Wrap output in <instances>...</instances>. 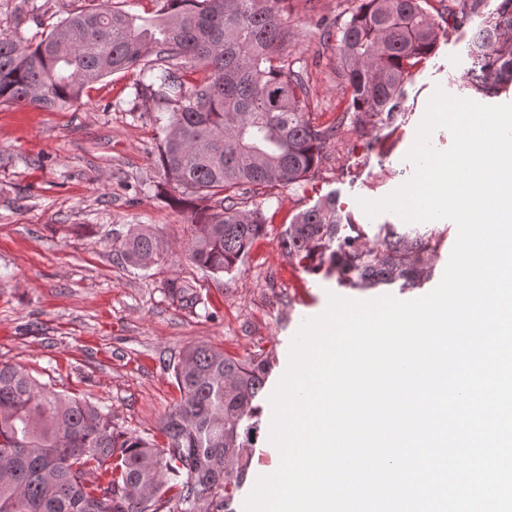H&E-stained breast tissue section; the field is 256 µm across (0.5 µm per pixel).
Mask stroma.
Returning a JSON list of instances; mask_svg holds the SVG:
<instances>
[{"label":"stroma","mask_w":512,"mask_h":512,"mask_svg":"<svg viewBox=\"0 0 512 512\" xmlns=\"http://www.w3.org/2000/svg\"><path fill=\"white\" fill-rule=\"evenodd\" d=\"M100 0H0V35L38 40L68 14ZM352 0H288L290 58L310 86L311 117L332 125L349 91L336 73L339 27ZM440 40L412 69L403 110L389 127H345L331 140L315 176L250 196L268 222L237 271L215 276L188 259L193 233L175 191L161 184L155 119L164 104L139 96L136 73L112 74L73 105L54 110L0 105V363L21 365L40 382L109 412L119 431L159 440L162 418L179 402L173 368L192 345L241 359L268 357L259 430L247 474L233 503L244 505L258 477L280 457L269 440V398L289 363L305 319L329 294L413 300L440 282L457 228L430 222L439 260L423 287L353 289L337 275H310L293 265L280 242L295 215L335 194L343 215L378 241L384 225L405 228L396 214L368 217L359 199L390 194L414 174L406 155L435 90L459 96L471 60L472 29L440 21ZM164 246L161 265L144 270L117 260L114 247L136 226ZM191 286L195 302L172 297L167 281Z\"/></svg>","instance_id":"1"}]
</instances>
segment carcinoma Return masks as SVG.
<instances>
[{"instance_id": "cac0c4a2", "label": "carcinoma", "mask_w": 512, "mask_h": 512, "mask_svg": "<svg viewBox=\"0 0 512 512\" xmlns=\"http://www.w3.org/2000/svg\"><path fill=\"white\" fill-rule=\"evenodd\" d=\"M287 2L164 0L153 17L105 2L68 15L34 45L1 37L0 105L62 108L108 75L139 70L137 91L171 107L159 163L165 183L185 196L176 203L192 210L189 260L230 274L265 228L247 195L307 180L348 121L392 124L409 69L439 39L428 0H356L336 46L348 105L336 125L319 126L308 112L310 88L288 61ZM482 3L453 0L451 12L464 23ZM153 51L181 67L146 64ZM470 56L469 91L490 97L512 85V0L483 17ZM199 68L207 77L185 87V74ZM281 246L304 272H335L351 288H415L438 260L427 231L388 230L369 245L361 225L343 223L332 195L298 213ZM114 251L141 269L164 254L141 228ZM269 366L206 345L186 349L173 367L181 400L161 421L158 446L116 431L99 406L1 364L0 512H233ZM90 470L93 482L85 479Z\"/></svg>"}]
</instances>
